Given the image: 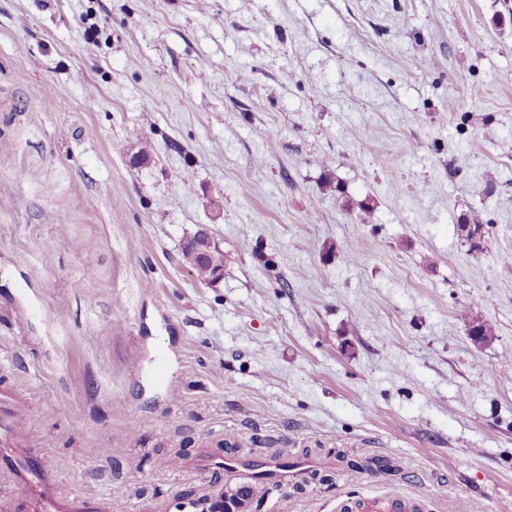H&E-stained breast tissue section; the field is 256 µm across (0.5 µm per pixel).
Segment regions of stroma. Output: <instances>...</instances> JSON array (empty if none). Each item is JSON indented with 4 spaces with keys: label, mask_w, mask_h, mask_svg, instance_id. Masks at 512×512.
Instances as JSON below:
<instances>
[{
    "label": "stroma",
    "mask_w": 512,
    "mask_h": 512,
    "mask_svg": "<svg viewBox=\"0 0 512 512\" xmlns=\"http://www.w3.org/2000/svg\"><path fill=\"white\" fill-rule=\"evenodd\" d=\"M0 391L107 512L228 444L304 470L246 512H512V0H0ZM204 250L208 253L202 256L201 251ZM182 255L200 282L210 284L221 275L224 276V252L208 250L205 240H198L196 247L183 248ZM363 512H408L414 505L404 498L391 496L385 498H374L366 503Z\"/></svg>",
    "instance_id": "obj_1"
}]
</instances>
